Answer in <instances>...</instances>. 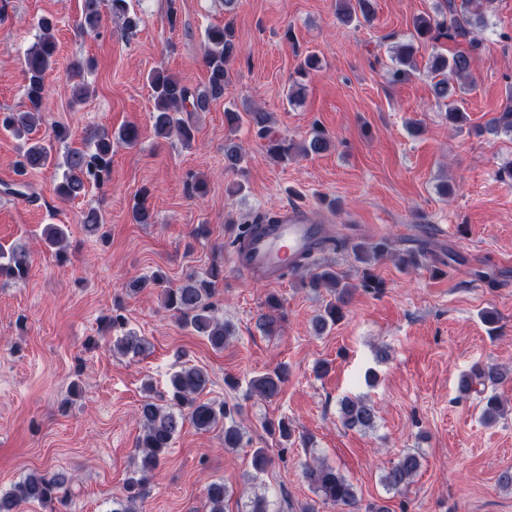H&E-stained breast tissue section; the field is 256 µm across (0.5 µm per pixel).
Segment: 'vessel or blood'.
Masks as SVG:
<instances>
[{
  "label": "vessel or blood",
  "mask_w": 512,
  "mask_h": 512,
  "mask_svg": "<svg viewBox=\"0 0 512 512\" xmlns=\"http://www.w3.org/2000/svg\"><path fill=\"white\" fill-rule=\"evenodd\" d=\"M323 234V227L311 223L304 209L293 208L269 234L250 240L244 256L236 258L235 263L243 273L262 274L276 282L288 259L312 249Z\"/></svg>",
  "instance_id": "obj_1"
}]
</instances>
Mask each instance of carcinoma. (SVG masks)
Segmentation results:
<instances>
[{
    "instance_id": "cac0c4a2",
    "label": "carcinoma",
    "mask_w": 512,
    "mask_h": 512,
    "mask_svg": "<svg viewBox=\"0 0 512 512\" xmlns=\"http://www.w3.org/2000/svg\"><path fill=\"white\" fill-rule=\"evenodd\" d=\"M107 3L110 14L121 21V30L133 34L139 28L142 19L131 9L130 0H83L81 6V27L86 31H95L101 23L102 3ZM373 0H339L337 18L348 24L361 17L368 21L374 15ZM415 35L413 39L399 45L394 61L397 64L392 73V81H404L411 75L412 61L417 44L438 41L442 38L450 41L467 39L471 47L478 46L474 29L486 26L484 16L474 14L468 9L455 12L451 0H440L435 14H419L412 21ZM40 34L37 42L28 49L24 58L26 109L0 111V129L15 137L26 139V146L15 162V174L19 179L4 184L3 193L17 198H31V185L25 177L34 170L48 168L55 163L52 147L42 140L31 137L42 118L45 81L56 55L54 35L55 22L49 16H42L37 22ZM204 63L207 71V84L202 89H191L179 78L162 70H154L149 75L153 91L154 111L152 126L155 133L162 137L176 135L184 145L195 139L196 127L193 114L205 112L209 104L224 97L231 83V64L237 55L234 30L229 25H213L205 34ZM431 71L443 76L435 86L438 99L446 102L448 123L459 125L467 120L464 109L458 104L456 88L448 82V77L462 79L472 83L470 75V56L455 52L449 56L437 54L433 57ZM225 121L233 129L246 123L260 139L266 140V154L277 162L285 163L302 153L321 154L332 146L331 139L323 130L315 128L310 138L304 140L300 151H295V143L286 136H273L269 124L271 115L261 109L253 108L238 112L224 110ZM486 130L498 134L512 135V96L507 98L504 107L496 113ZM139 139V129L135 125H125L113 133L109 130H95L90 134L89 142L83 147L69 148L64 154L62 178L56 186L60 199L70 201L84 195L89 187H102L112 176V144L118 140L127 145L135 144ZM243 160L241 148L229 140L224 144L225 167L237 168ZM280 212L267 210L237 227L232 244L240 246L243 239L267 227L279 223ZM82 223L87 232L96 234L101 228V215L91 206L83 212ZM45 243L55 249L57 258L64 262L68 259L64 242L67 230L60 224H47L42 229ZM336 247L351 251L354 261L361 268L359 287L369 292L380 287V281L372 273V267L381 259L390 256L396 264L406 270L424 265L427 251L423 248L398 250L387 238L367 245L362 242H349L345 239L327 238L318 244V249ZM305 269L309 276L304 286L317 292L329 291L330 300L316 315L313 326L318 333L336 325L348 312L353 288L342 283L335 270L319 264L316 258L304 254L298 258L293 270ZM30 271L29 253L25 246L14 244L7 248L0 246V282L7 279L15 283L26 281ZM168 278L161 271H155L150 277H140L129 282L128 288L139 292L145 288L157 286L162 289L165 308L185 327L198 336L206 338L217 351L224 349L231 336L229 326L215 314L212 299L218 286L224 283V266L213 264L201 274L189 275L184 283L176 288L167 286ZM265 311L258 317L257 325L266 334H272L285 320L283 304L278 295L270 293L264 302ZM113 348L123 354L138 355L148 348V341L133 332H129L115 341ZM506 378V374L495 364H476L458 381V390L467 395L474 386L496 385ZM287 379V370L283 367L261 373L249 381V390L258 396L272 400L282 390ZM210 383L206 370L196 365L185 364L170 378V391L166 397L155 400L148 397L137 410V419L142 433L137 441L140 463L136 475L130 477L124 487V493L112 500V512H134L136 503L147 495L149 475L161 464L175 435L184 423L192 424L199 431H209L218 424H224V447H243L244 432L241 424L234 418L237 407L226 402L203 401L201 395ZM483 420L495 422L501 415V402L497 395L483 398ZM340 420L348 429L369 430L374 428L376 412L370 401L361 397H345L340 401ZM264 429L270 435H279L288 439L292 428L288 420H267ZM420 467L419 454L406 452L384 468L381 483L389 491H401L416 474ZM303 476L314 494L324 502L341 508V512H388L385 506L360 505L354 485L335 467L325 463L305 464ZM64 481L56 474L32 473L15 483L10 490L0 494V512H18V507L28 502L48 503L61 498L60 490ZM206 512H224V501L229 496V488L222 480L208 483L204 489Z\"/></svg>"
}]
</instances>
